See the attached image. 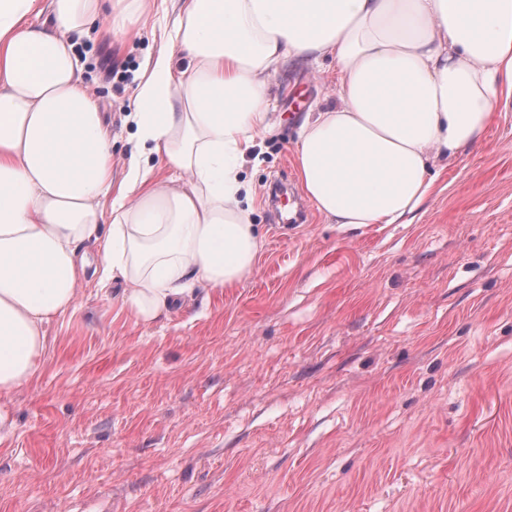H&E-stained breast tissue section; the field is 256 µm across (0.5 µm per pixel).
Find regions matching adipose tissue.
<instances>
[{
    "mask_svg": "<svg viewBox=\"0 0 512 512\" xmlns=\"http://www.w3.org/2000/svg\"><path fill=\"white\" fill-rule=\"evenodd\" d=\"M108 2L0 0L2 395L37 377L46 328L90 265L81 244L100 246L102 283L120 281L144 323L254 272L264 238L240 173L276 128L279 63L336 71L335 105L306 113L294 144L303 191L332 224L405 223L437 166L481 146L512 102V0H182L129 116L175 177L134 158L116 192L75 46L95 25L128 31L146 0Z\"/></svg>",
    "mask_w": 512,
    "mask_h": 512,
    "instance_id": "ef3b65f1",
    "label": "adipose tissue"
}]
</instances>
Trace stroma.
<instances>
[{"mask_svg":"<svg viewBox=\"0 0 512 512\" xmlns=\"http://www.w3.org/2000/svg\"><path fill=\"white\" fill-rule=\"evenodd\" d=\"M177 0L76 53L118 159ZM330 63L272 76L244 164L254 273L150 323L91 275L39 375L0 395V512H512V106L410 224H331L303 196L300 116Z\"/></svg>","mask_w":512,"mask_h":512,"instance_id":"35a3bbf8","label":"stroma"}]
</instances>
